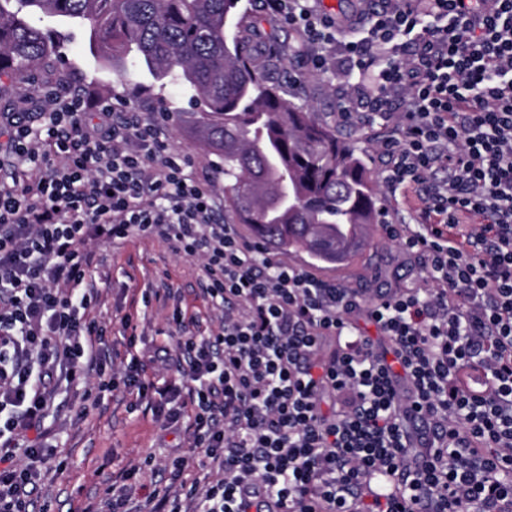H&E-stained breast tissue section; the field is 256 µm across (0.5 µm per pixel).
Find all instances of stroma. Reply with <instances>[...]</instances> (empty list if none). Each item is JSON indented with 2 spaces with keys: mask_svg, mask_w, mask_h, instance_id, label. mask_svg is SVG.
I'll list each match as a JSON object with an SVG mask.
<instances>
[{
  "mask_svg": "<svg viewBox=\"0 0 512 512\" xmlns=\"http://www.w3.org/2000/svg\"><path fill=\"white\" fill-rule=\"evenodd\" d=\"M247 23L276 37L284 71L295 79L291 97L302 100L318 112L338 109V76L311 71L298 49L299 34L267 14L260 0H241ZM64 70L49 73L50 83L64 91H77L87 100L122 98L131 101L142 117L168 110L166 137L172 151L189 157L194 171L215 174L217 156L197 138L190 118L184 117L187 101L174 86L159 88L149 75L138 83L121 82L108 70L97 67L87 51L84 31L78 30L66 47ZM92 284L98 300L92 317L111 341L114 364L129 362L125 340L119 335L120 320L131 316L138 335L135 349L155 350L167 342L163 334L174 312L198 319L206 331L217 330L202 293V272L198 260L175 253L157 237H133L124 244H97L93 247ZM326 276L354 288L394 286L400 279L413 277L408 261L399 256L397 245L372 229L371 244L352 264L328 268ZM52 428L56 434V458L42 465L43 480L38 500L43 512H82L86 504L98 501L111 487L114 475L131 466L143 469V481L151 483L152 470L146 460L171 461L188 453L189 439L184 430L169 427L154 415L135 393L124 386L103 392L86 416L62 407Z\"/></svg>",
  "mask_w": 512,
  "mask_h": 512,
  "instance_id": "35a3bbf8",
  "label": "stroma"
}]
</instances>
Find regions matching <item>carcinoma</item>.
<instances>
[{
	"label": "carcinoma",
	"instance_id": "1",
	"mask_svg": "<svg viewBox=\"0 0 512 512\" xmlns=\"http://www.w3.org/2000/svg\"><path fill=\"white\" fill-rule=\"evenodd\" d=\"M240 0H0V75L23 82L84 28L89 54L124 82L148 73L200 110L197 134L223 163L224 204L269 249L350 264L385 212L356 143L285 98L236 21Z\"/></svg>",
	"mask_w": 512,
	"mask_h": 512
}]
</instances>
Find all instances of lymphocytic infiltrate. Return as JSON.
Returning <instances> with one entry per match:
<instances>
[{
  "mask_svg": "<svg viewBox=\"0 0 512 512\" xmlns=\"http://www.w3.org/2000/svg\"><path fill=\"white\" fill-rule=\"evenodd\" d=\"M263 7L314 71L345 54L343 120L395 116L379 151L410 220L383 230L421 279L350 288L246 241L163 118L125 101L73 94L37 126L1 113L0 512H30L54 401L90 383L137 392L190 442L165 494L132 504L131 467L84 512H512V0ZM140 236L200 258L224 315L204 334L174 314L154 353L173 382L136 355L109 373L88 317L89 242Z\"/></svg>",
  "mask_w": 512,
  "mask_h": 512,
  "instance_id": "f902f5d3",
  "label": "lymphocytic infiltrate"
}]
</instances>
